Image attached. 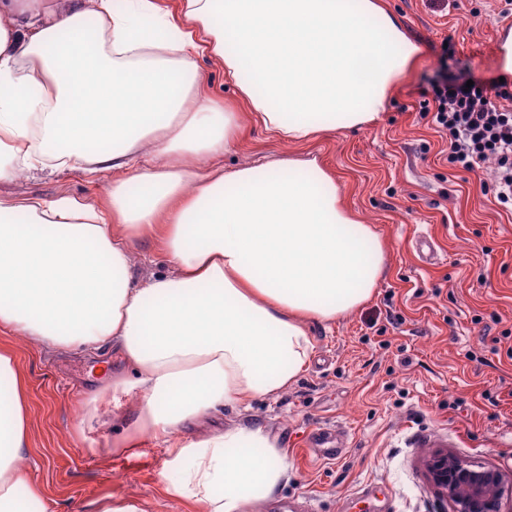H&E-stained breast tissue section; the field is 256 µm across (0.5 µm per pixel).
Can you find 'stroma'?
Returning a JSON list of instances; mask_svg holds the SVG:
<instances>
[{
	"mask_svg": "<svg viewBox=\"0 0 512 512\" xmlns=\"http://www.w3.org/2000/svg\"><path fill=\"white\" fill-rule=\"evenodd\" d=\"M421 47L375 125L306 144L277 141L251 120L225 168L283 157L317 158L333 171L343 202L378 233L387 270L372 299L332 323H314L309 370L249 409H219L185 427L202 437L231 424H257L285 449L288 474L270 512H450L426 478L425 461L444 449L512 475V212L483 179L449 166L440 134L420 114L419 87L441 68L483 82L502 77L499 45L512 29L500 0H387ZM108 173L24 172L0 194L105 199ZM430 234L435 264L413 240ZM26 393L28 452L21 465L44 489L51 512H90L113 497L140 512H197L170 497L163 441L112 446L129 419L111 402L83 412L117 367L109 351L75 354L0 334ZM332 427L339 460L320 461L306 436Z\"/></svg>",
	"mask_w": 512,
	"mask_h": 512,
	"instance_id": "stroma-1",
	"label": "stroma"
}]
</instances>
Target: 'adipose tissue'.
<instances>
[{
  "label": "adipose tissue",
  "instance_id": "adipose-tissue-1",
  "mask_svg": "<svg viewBox=\"0 0 512 512\" xmlns=\"http://www.w3.org/2000/svg\"><path fill=\"white\" fill-rule=\"evenodd\" d=\"M97 31H89L88 17ZM287 144L366 127L421 54L386 0H0V182L52 167L114 172L105 203L0 198V333L68 352L109 350L137 394L119 444L168 447L170 496L201 512H263L288 472L262 426L203 439L184 425L286 391L309 368L314 322L373 295L376 231L316 159L224 171L243 112L207 96L196 55ZM163 247L139 280L133 250ZM0 512H32L19 463L26 398L0 353ZM26 497H18V486Z\"/></svg>",
  "mask_w": 512,
  "mask_h": 512
}]
</instances>
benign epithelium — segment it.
<instances>
[{
    "label": "benign epithelium",
    "instance_id": "obj_1",
    "mask_svg": "<svg viewBox=\"0 0 512 512\" xmlns=\"http://www.w3.org/2000/svg\"><path fill=\"white\" fill-rule=\"evenodd\" d=\"M426 468L430 484L448 499L451 512H501L503 497L512 494V476L446 451L434 454Z\"/></svg>",
    "mask_w": 512,
    "mask_h": 512
}]
</instances>
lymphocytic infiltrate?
I'll list each match as a JSON object with an SVG mask.
<instances>
[{
	"mask_svg": "<svg viewBox=\"0 0 512 512\" xmlns=\"http://www.w3.org/2000/svg\"><path fill=\"white\" fill-rule=\"evenodd\" d=\"M420 94L422 114L448 139L452 167L490 170L485 191L512 207V83H468L466 75L440 71Z\"/></svg>",
	"mask_w": 512,
	"mask_h": 512,
	"instance_id": "1",
	"label": "lymphocytic infiltrate"
}]
</instances>
